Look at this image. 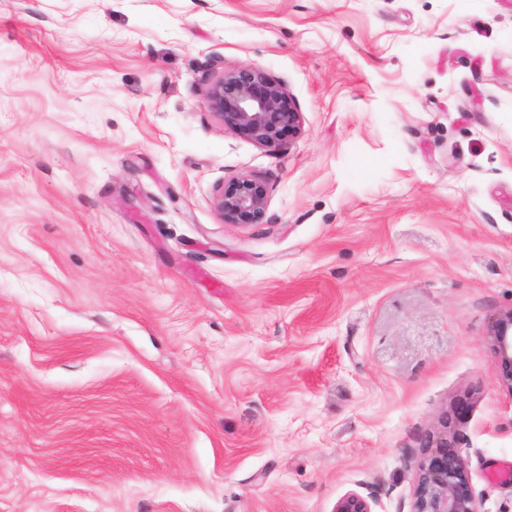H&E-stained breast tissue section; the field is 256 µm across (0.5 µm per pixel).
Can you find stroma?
I'll return each instance as SVG.
<instances>
[{
  "label": "stroma",
  "instance_id": "obj_1",
  "mask_svg": "<svg viewBox=\"0 0 512 512\" xmlns=\"http://www.w3.org/2000/svg\"><path fill=\"white\" fill-rule=\"evenodd\" d=\"M242 65L282 151L207 107ZM511 308L512 0H0V512H411L451 406L512 512ZM210 112L225 128L244 133L271 152L303 130V117L287 87L259 67L247 65L222 70L205 90ZM268 192L265 183L240 174L224 180L214 199L215 209L226 224H257L265 214ZM487 338L498 357V384L503 391L512 396V308L493 317Z\"/></svg>",
  "mask_w": 512,
  "mask_h": 512
}]
</instances>
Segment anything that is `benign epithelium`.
I'll list each match as a JSON object with an SVG mask.
<instances>
[{"label": "benign epithelium", "instance_id": "1", "mask_svg": "<svg viewBox=\"0 0 512 512\" xmlns=\"http://www.w3.org/2000/svg\"><path fill=\"white\" fill-rule=\"evenodd\" d=\"M205 100L224 127L244 133L271 152L281 151L285 137H298L303 130L302 113L295 108L288 88L259 67L221 71L206 88ZM267 202L265 183L246 174L225 180L214 199L223 222L237 225L258 223ZM487 338L498 357V384L512 396V308L493 317ZM453 414L445 410L436 428L421 438L424 456L418 464L412 512H481L458 451ZM334 512L373 510L368 499L349 492L338 500Z\"/></svg>", "mask_w": 512, "mask_h": 512}]
</instances>
